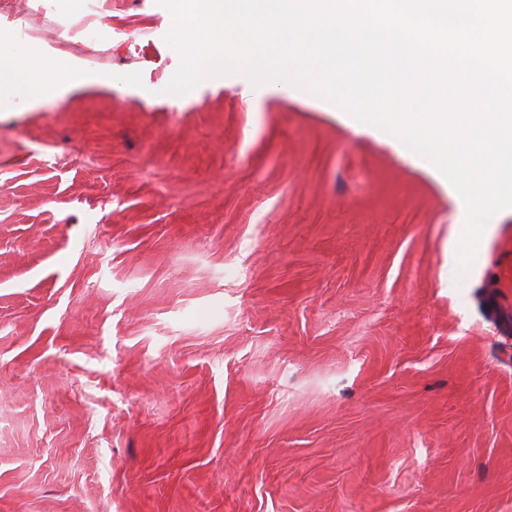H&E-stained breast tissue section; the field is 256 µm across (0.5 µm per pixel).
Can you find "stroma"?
<instances>
[{
  "instance_id": "obj_1",
  "label": "stroma",
  "mask_w": 512,
  "mask_h": 512,
  "mask_svg": "<svg viewBox=\"0 0 512 512\" xmlns=\"http://www.w3.org/2000/svg\"><path fill=\"white\" fill-rule=\"evenodd\" d=\"M86 1L0 0L113 81L0 112V512H512V210Z\"/></svg>"
}]
</instances>
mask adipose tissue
Masks as SVG:
<instances>
[{
  "instance_id": "1",
  "label": "adipose tissue",
  "mask_w": 512,
  "mask_h": 512,
  "mask_svg": "<svg viewBox=\"0 0 512 512\" xmlns=\"http://www.w3.org/2000/svg\"><path fill=\"white\" fill-rule=\"evenodd\" d=\"M38 47L0 32V110L26 107L65 94L75 83L111 84L108 71H90L68 60L65 75L47 71Z\"/></svg>"
}]
</instances>
